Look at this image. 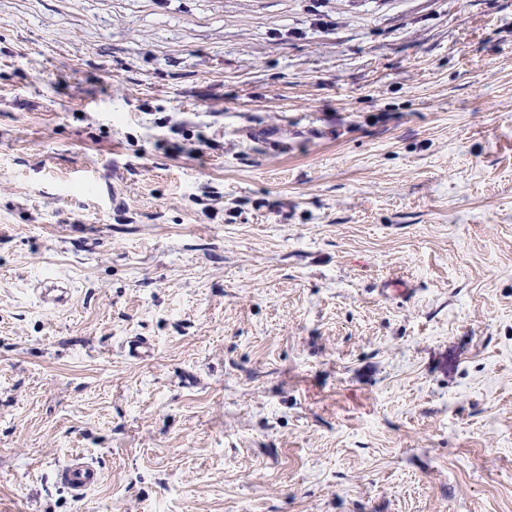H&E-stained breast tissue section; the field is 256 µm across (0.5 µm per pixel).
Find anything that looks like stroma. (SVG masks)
Here are the masks:
<instances>
[{
    "label": "stroma",
    "mask_w": 512,
    "mask_h": 512,
    "mask_svg": "<svg viewBox=\"0 0 512 512\" xmlns=\"http://www.w3.org/2000/svg\"><path fill=\"white\" fill-rule=\"evenodd\" d=\"M0 512H512V0H0ZM102 476V468L80 454L72 456L57 472L60 483L77 498L96 488Z\"/></svg>",
    "instance_id": "stroma-1"
}]
</instances>
